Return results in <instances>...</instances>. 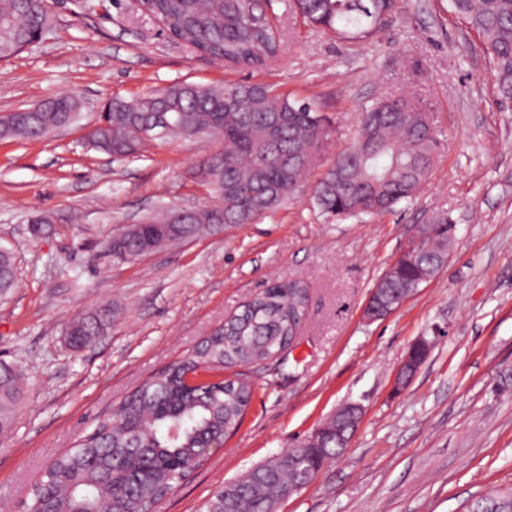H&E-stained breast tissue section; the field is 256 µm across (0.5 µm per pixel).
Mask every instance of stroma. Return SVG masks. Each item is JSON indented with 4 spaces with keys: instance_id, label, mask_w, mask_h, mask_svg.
I'll return each instance as SVG.
<instances>
[{
    "instance_id": "obj_1",
    "label": "stroma",
    "mask_w": 512,
    "mask_h": 512,
    "mask_svg": "<svg viewBox=\"0 0 512 512\" xmlns=\"http://www.w3.org/2000/svg\"><path fill=\"white\" fill-rule=\"evenodd\" d=\"M275 0L285 46L269 68L234 70L169 38L136 0H49L40 40L0 59V114L75 95L78 123L40 141L0 140V250L15 286L0 297V360L25 396L0 439V512H26L52 455L90 433L144 382L197 344L269 282L305 289L293 349L242 374L256 390L223 450L178 482L155 512H199L225 482L307 441L347 403L361 423L348 448L278 512H468L512 491V110L494 95L476 33L448 0H397L368 39L302 24ZM249 81L316 100L335 130L316 168L277 211L253 224L119 261L107 242L156 210L214 205L193 179L215 138L150 141L143 159L115 160L83 140L108 98L171 84ZM421 96L437 131L436 162L393 211L330 217L315 204L325 168L354 140L358 109L399 91ZM456 226L444 267L396 311L363 308L418 225ZM111 304L112 327L82 351L64 330ZM429 345L402 390L410 347Z\"/></svg>"
}]
</instances>
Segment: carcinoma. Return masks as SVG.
I'll return each mask as SVG.
<instances>
[{"label":"carcinoma","instance_id":"carcinoma-1","mask_svg":"<svg viewBox=\"0 0 512 512\" xmlns=\"http://www.w3.org/2000/svg\"><path fill=\"white\" fill-rule=\"evenodd\" d=\"M451 12L482 39L493 64V88L501 104L512 103V0H448ZM161 24L175 18L173 38L202 56L240 69L265 67L281 56L282 44L269 11L272 0H142ZM394 0H293L309 25L344 38L374 35ZM49 27L43 0H0V59L37 41ZM71 95L32 109L0 115V139L38 140L79 118ZM89 133L95 151L125 159L142 154L165 119L176 137H220L222 150L209 159L204 182L217 204L185 224H171V207L133 224L108 244L112 257L135 259L185 241L222 224H252L275 212L317 167L333 132L332 122L310 101L277 94L264 84L179 82L136 101L115 95ZM351 147L336 154L316 188L319 208L333 216L377 215L412 198L434 162L436 131L427 105L416 95L392 94L358 112ZM427 249L411 253L381 278L380 300L390 307L414 292L420 274L446 255V216L433 220ZM15 285L14 260L0 251V294ZM299 285L274 283L240 313L206 336L192 353L127 395L111 416L66 453L56 456L31 492L28 512H148L199 464L211 445L239 425L254 394L242 380L216 379L224 368L264 361L288 347L302 318ZM112 325V311L78 315L65 340L78 351ZM206 376L196 385L187 376ZM14 369L0 362V436H8L21 399ZM336 419L325 424L320 446L304 448L293 469L307 471L321 455L335 454ZM288 493V469L277 460L260 464L217 490L203 512H269Z\"/></svg>","mask_w":512,"mask_h":512}]
</instances>
